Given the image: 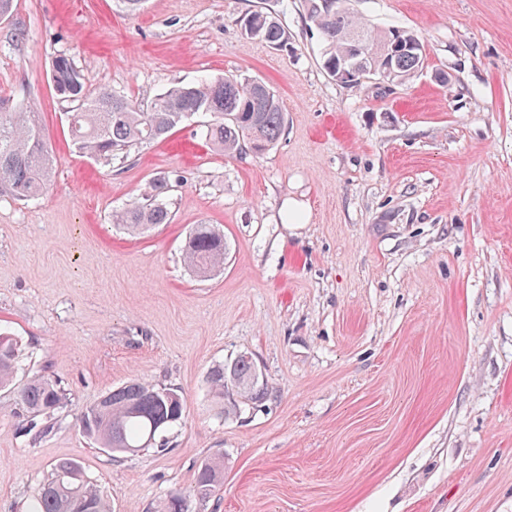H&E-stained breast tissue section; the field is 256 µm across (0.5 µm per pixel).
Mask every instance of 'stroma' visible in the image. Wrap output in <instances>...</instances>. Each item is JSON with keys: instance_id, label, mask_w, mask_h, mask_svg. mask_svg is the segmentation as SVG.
<instances>
[{"instance_id": "35a3bbf8", "label": "stroma", "mask_w": 512, "mask_h": 512, "mask_svg": "<svg viewBox=\"0 0 512 512\" xmlns=\"http://www.w3.org/2000/svg\"><path fill=\"white\" fill-rule=\"evenodd\" d=\"M349 7L415 31L422 71L392 88L331 79L305 0H145L133 16L14 0L0 20V99L34 106L57 159L42 196L0 188V334L19 341V380L69 397L34 416L0 388V512H27L62 459L110 512H155L218 457L223 481L191 512H512V0ZM254 10L286 47L242 34ZM62 52L144 111L178 84L262 81L285 131L227 155L193 118L125 162L94 160L50 82ZM163 176L172 223L113 224ZM201 222L229 246L206 278L182 256ZM242 352L273 394L224 419L207 376ZM134 378L177 390L186 413L115 460L77 418Z\"/></svg>"}]
</instances>
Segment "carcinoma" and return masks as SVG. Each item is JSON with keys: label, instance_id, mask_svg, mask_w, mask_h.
Returning <instances> with one entry per match:
<instances>
[{"label": "carcinoma", "instance_id": "1", "mask_svg": "<svg viewBox=\"0 0 512 512\" xmlns=\"http://www.w3.org/2000/svg\"><path fill=\"white\" fill-rule=\"evenodd\" d=\"M347 0H306L309 19L324 38L323 68L339 70L350 56L353 41L362 40L373 65L381 68L378 52L394 33L415 47L391 58L392 82L404 85L422 69V43L409 29L371 31L345 6ZM241 31L270 47L285 44V28L273 16L251 11L239 19ZM52 87L73 105L69 129L80 153L105 162H124L138 144L163 140L189 117H207L205 139L230 155L247 149L255 155L268 151L282 136L285 116L279 98L266 84L241 82L226 76L193 85L174 86L155 98L151 110L142 112L127 97L114 91L87 88L73 60L65 53L52 62ZM57 162L43 129L29 112H12L0 101V186L20 200L40 196L49 185ZM168 181L150 182L139 200L112 214V222L143 234L158 224H169ZM228 244L212 224H197L185 246L184 259L199 276L208 277L224 265ZM18 341L0 336V387L13 384ZM209 394L218 413L235 417L270 397L252 355L238 354L231 362L214 366L208 374ZM20 404L30 413L49 415L66 403L65 391L49 379L34 378L17 386ZM183 396L176 390L132 379L105 393L82 410L78 425L109 455H135L152 447L156 437L185 416ZM223 468L206 462L197 472L194 492L209 495L220 483ZM109 512L96 488L84 476L80 462L65 459L54 465L30 512ZM157 512H189L187 497L173 493L161 501Z\"/></svg>", "mask_w": 512, "mask_h": 512}]
</instances>
